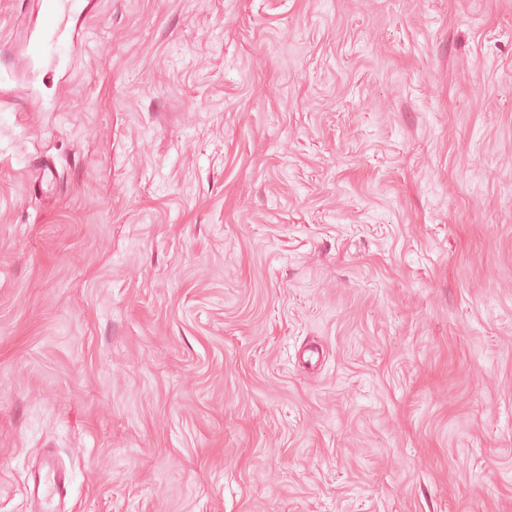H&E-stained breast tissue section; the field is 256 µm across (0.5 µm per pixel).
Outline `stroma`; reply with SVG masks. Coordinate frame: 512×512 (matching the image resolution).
I'll use <instances>...</instances> for the list:
<instances>
[{
    "label": "stroma",
    "mask_w": 512,
    "mask_h": 512,
    "mask_svg": "<svg viewBox=\"0 0 512 512\" xmlns=\"http://www.w3.org/2000/svg\"><path fill=\"white\" fill-rule=\"evenodd\" d=\"M91 6L0 0V512H512V0ZM88 7L85 0H45L43 1L44 20L39 37L30 47L36 56H49L60 59L67 51V40L64 38L69 15L77 10L84 13ZM66 487L65 475L52 459H48L42 465L28 496L32 500L34 512H59L54 506L56 496L59 498Z\"/></svg>",
    "instance_id": "1"
}]
</instances>
